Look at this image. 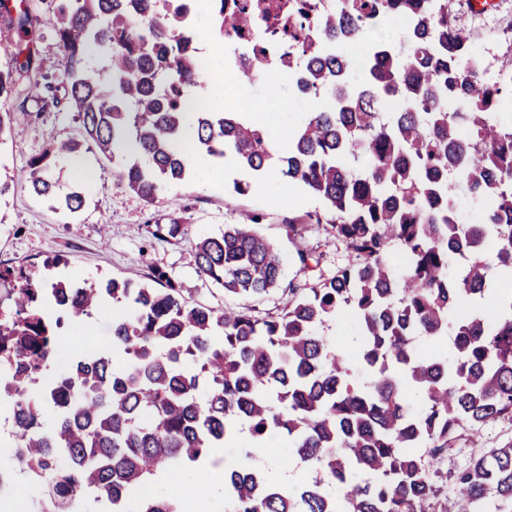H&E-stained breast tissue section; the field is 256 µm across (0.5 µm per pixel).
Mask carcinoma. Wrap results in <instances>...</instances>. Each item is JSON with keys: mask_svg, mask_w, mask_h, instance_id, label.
<instances>
[{"mask_svg": "<svg viewBox=\"0 0 512 512\" xmlns=\"http://www.w3.org/2000/svg\"><path fill=\"white\" fill-rule=\"evenodd\" d=\"M257 7L237 5L234 28L252 27ZM390 20L405 23L399 40L371 37ZM52 24L86 140L121 187L152 203L196 157L253 174L276 167L323 204L288 227L328 225L353 261L313 285L286 282L277 249L253 228L259 214L197 242V272L224 292L282 291L265 318L192 304L159 267L147 283L82 286L48 274L61 255L0 267V364L10 368L0 397L13 413L11 466L46 487L35 512H89L101 494L112 512H182L159 477L235 447L224 512H425L434 490L419 449L435 457L457 428L512 418V121L499 118L512 68L486 74L448 0H301L288 26H270L294 46L278 63L304 75L305 98L328 104L305 113L280 152L247 105L190 111L184 88L208 75L179 0H54ZM28 36L25 12L13 37L0 35L1 46H21V71L32 62ZM353 42L364 45L359 63L343 52ZM92 47L108 53L109 71L87 63ZM78 153L76 142L53 144L18 177L76 213L84 193L61 186L51 162ZM459 187L484 202L469 224L458 218ZM182 222L174 203L149 233L175 239ZM489 242L493 266L482 260ZM393 244L408 257L400 275ZM297 257L306 276L320 265L312 250ZM107 300L110 348L45 379L70 326ZM333 319L353 325L345 350L319 333ZM448 334L451 356L413 347ZM241 429L251 445L238 446ZM272 435L288 443L280 465L297 457L318 478L276 483L256 463ZM451 489L458 512L512 507V445L473 460Z\"/></svg>", "mask_w": 512, "mask_h": 512, "instance_id": "obj_1", "label": "carcinoma"}]
</instances>
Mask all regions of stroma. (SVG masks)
<instances>
[{"mask_svg":"<svg viewBox=\"0 0 512 512\" xmlns=\"http://www.w3.org/2000/svg\"><path fill=\"white\" fill-rule=\"evenodd\" d=\"M29 31L36 51V78L16 71L11 51L0 49V71L13 72L14 86L5 104L14 120L4 144L0 145V266L39 265L61 254L67 260L61 275L79 282H102L112 277L145 282L152 267L166 270L178 283L185 299L192 303L227 308L249 307L263 316L282 301L280 293L263 298L225 295L217 285L202 281L196 273L193 246L203 236L216 235L225 225L246 215L262 217L258 231L280 250L286 279H301L296 250L307 247L321 256L324 275H333L351 258L346 243L329 235L324 225H306L301 236L287 234L289 220L319 209L320 203L297 183L267 170L262 185L244 195H228L226 187L241 178L236 169L217 172L203 160L193 163L190 179L169 186L156 200L147 203L121 188L112 176V165L91 146H84L80 160L89 170L83 178L69 165L57 162L53 171L62 181L81 183L86 203L78 214L54 209L52 203L34 195L15 180L17 170L38 156L54 141L82 139V122L69 103L66 72L68 60L57 46L51 23V0H28ZM455 18L471 29L476 47L494 68L512 66V0H494L490 11L475 16L467 5L449 0ZM261 81L242 84L224 82L213 88L215 98L233 107L249 103L253 111L274 112L279 100L288 103L286 119L270 126L274 145H286L293 126L314 101L294 98L287 77L279 79V96L270 98ZM183 208V231L174 239H156L149 225L166 223L170 200ZM113 308L104 304L91 316L76 322L60 346L59 367H67L71 357L92 346L111 340ZM512 443V419L503 418L479 428L462 426L448 442V449L432 459L430 472L438 487L427 512H456L449 480L472 460L489 449Z\"/></svg>","mask_w":512,"mask_h":512,"instance_id":"obj_1","label":"stroma"}]
</instances>
